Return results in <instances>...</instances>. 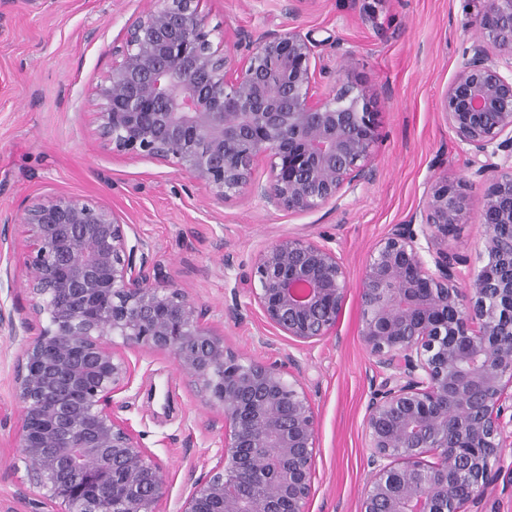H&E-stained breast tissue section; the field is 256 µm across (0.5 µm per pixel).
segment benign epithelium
<instances>
[{
    "label": "benign epithelium",
    "instance_id": "obj_1",
    "mask_svg": "<svg viewBox=\"0 0 512 512\" xmlns=\"http://www.w3.org/2000/svg\"><path fill=\"white\" fill-rule=\"evenodd\" d=\"M475 24L483 37L439 108L467 147L472 176L487 183L486 263L464 283L462 258L436 247L465 208L446 181L373 248L359 281L361 336L378 379L360 512H479L512 428V174L493 175L492 162L501 152L512 159V0H489ZM214 33L200 0H155L129 22L95 91L106 148L173 164L220 199L265 159L269 180L256 194L294 212L337 203L372 178L377 113L353 84L313 93L326 70L308 36L290 28L239 58ZM24 223L27 290L45 325L25 339L13 391L19 454L49 512H159L162 467L110 409L135 374L116 336L170 353L224 421V451L180 512H307L316 418L286 370L295 360L245 362L228 349L107 205L61 194L28 206ZM236 288L265 323L306 343L336 330L349 279L332 248L285 236Z\"/></svg>",
    "mask_w": 512,
    "mask_h": 512
}]
</instances>
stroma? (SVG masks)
<instances>
[{
	"instance_id": "35a3bbf8",
	"label": "stroma",
	"mask_w": 512,
	"mask_h": 512,
	"mask_svg": "<svg viewBox=\"0 0 512 512\" xmlns=\"http://www.w3.org/2000/svg\"><path fill=\"white\" fill-rule=\"evenodd\" d=\"M488 0H203L210 27L229 47L298 28L311 36L330 91L337 79L359 84L377 114L372 179L341 204L309 212L268 207L253 191L270 175L266 161L251 185L226 199L172 164L116 155L96 136L95 87L112 67L129 19L152 0H0V267L12 287L0 303L30 315L24 263L31 238L22 222L32 202L58 194L83 196L136 225L165 281L207 309L208 327L248 360L294 357L317 418L315 492L308 512H359L370 469L364 428L374 375L361 338L363 268L390 225L421 207L428 186L445 180L465 197L461 221L441 243L468 259L466 274L485 263L484 187L473 181L467 153L440 110L442 91L478 37L476 18ZM284 236H306L332 247L347 269L349 288L335 333L298 343L264 323L247 294H234L262 248ZM232 264H225V257ZM240 305L242 317L225 310ZM24 339L0 328V498L22 496V512H38L42 492L30 483L18 453L20 407L12 377ZM135 367L112 411L128 422L165 475L161 512H179L194 483L224 449L220 413L180 374L171 354L147 346H117ZM158 398H151V391ZM499 477L486 490L483 512H512V447L494 463Z\"/></svg>"
}]
</instances>
